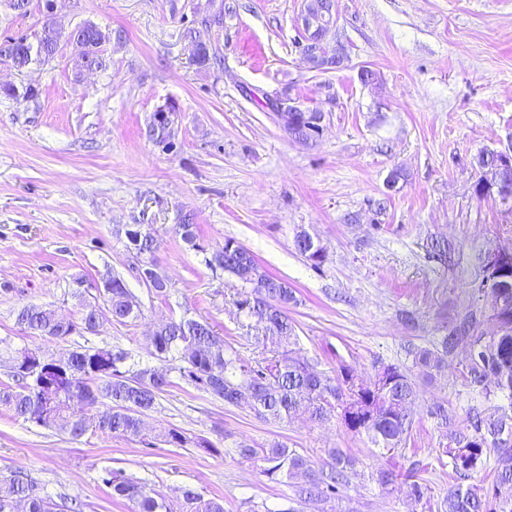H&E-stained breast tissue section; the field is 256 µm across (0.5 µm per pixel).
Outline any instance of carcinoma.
Wrapping results in <instances>:
<instances>
[{
	"mask_svg": "<svg viewBox=\"0 0 512 512\" xmlns=\"http://www.w3.org/2000/svg\"><path fill=\"white\" fill-rule=\"evenodd\" d=\"M222 26L224 3L210 0L203 7H193V19L182 36L195 47L193 61L199 68H209L216 59L212 33ZM27 40L28 36L18 35L1 42L0 60L17 69L49 63L65 43L72 47L80 66L107 68L101 46L110 37L91 23L78 26L65 37L46 20L35 35L31 52L20 50ZM287 130L299 143L311 141L296 112L288 113ZM475 167L478 178L473 193L477 198L492 194L503 202L512 201V174L496 171L493 153H481ZM177 233L189 247L205 253L207 268L234 279L239 325L258 354L247 359L207 321L174 312L148 336L158 366H140L131 352L120 346L83 345L71 351L67 365L58 369L42 347L0 337V366L6 367L9 378L0 382L1 411L75 438L92 427L147 445L164 443L218 453L220 449L211 441L188 437L175 427L145 429L142 416L154 408L159 394L187 385L228 406L245 405L267 422L307 415L323 423L336 417L349 432L366 436L391 454L406 445L413 430L417 379H438L458 350L466 347L469 356L461 361L458 377L483 405L469 408L460 428L452 426L447 404L436 401L429 406L430 417L448 428L437 460L448 462L455 480L437 504V512H512V447H503V440L512 437V260L499 263L479 284L469 283L465 300L451 319L443 321L439 336L430 345L407 347L411 365L384 363L386 380L374 382L361 378L343 363L332 374L321 371L297 351L298 336L288 316V307L297 302L295 292L270 275L250 250L226 238L222 249L206 252L198 242L191 214L182 217ZM125 237L126 249L140 259V278L157 295H166L168 282L156 271L154 262L158 241L141 232L139 224L127 229ZM294 246L316 268L327 260L324 249H316L313 238L303 230L295 233ZM427 258L450 266L454 264V249L447 240L434 239L428 244ZM102 298L112 320L120 324L142 313L140 299L120 277L108 279ZM102 319L103 315L86 306L71 319L58 317L48 306L34 304L24 305L16 313L17 324L24 331L56 342L68 340L79 327L85 334H96ZM27 352L42 355L40 368L13 367V361ZM492 451L498 454L497 474L492 487L482 492L472 480L483 470ZM236 452L245 460L266 463L265 475L293 481L299 503L327 502L340 496L355 466L334 448L328 451L330 461L320 466L279 442L257 448L244 440L237 443ZM399 479L393 465L376 472V482L388 494L398 488ZM406 479L411 497L418 502L427 497L426 484L415 472L408 471ZM100 481L111 490L112 497L128 502L130 512H225L223 499H206L191 489L176 506L156 486L119 470L104 469ZM19 502L27 504L23 512H80L76 502L65 498L57 502L41 494L21 469L0 474V512H18Z\"/></svg>",
	"mask_w": 512,
	"mask_h": 512,
	"instance_id": "1",
	"label": "carcinoma"
}]
</instances>
